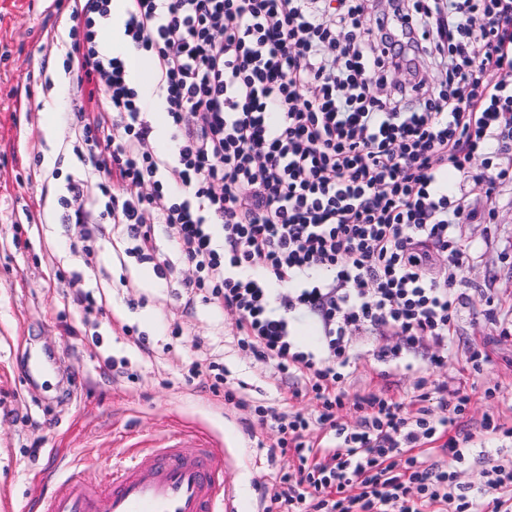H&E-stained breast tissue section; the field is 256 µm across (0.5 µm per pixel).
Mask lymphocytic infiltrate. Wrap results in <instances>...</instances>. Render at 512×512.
Returning <instances> with one entry per match:
<instances>
[{
  "mask_svg": "<svg viewBox=\"0 0 512 512\" xmlns=\"http://www.w3.org/2000/svg\"><path fill=\"white\" fill-rule=\"evenodd\" d=\"M111 2L67 0L83 47L66 67L70 146L85 169L59 219L72 254L118 225L164 276L156 227H171L195 271L179 282L186 305L233 313L238 347L310 399L306 412L256 405L227 372L209 378L278 434L269 452L287 466L263 487V512H512V457L472 448L461 425L494 390L450 396L421 376L416 395L370 393L356 425L340 417L352 331L374 333L377 361L403 364L426 342L431 367L448 364L472 260L448 176L512 142V0H127L124 34L174 130L169 159L149 148L123 60L95 47ZM88 83L106 111L86 109ZM303 322L314 347L295 339ZM473 463L481 480L463 483Z\"/></svg>",
  "mask_w": 512,
  "mask_h": 512,
  "instance_id": "f902f5d3",
  "label": "lymphocytic infiltrate"
}]
</instances>
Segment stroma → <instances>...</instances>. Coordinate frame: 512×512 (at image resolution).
<instances>
[{"label":"stroma","instance_id":"obj_1","mask_svg":"<svg viewBox=\"0 0 512 512\" xmlns=\"http://www.w3.org/2000/svg\"><path fill=\"white\" fill-rule=\"evenodd\" d=\"M70 26L44 0H0V512H40L73 473L103 485L114 455L164 445L176 432L211 439L215 453H236L228 480L238 512H257L262 487L280 467L268 456L273 434L253 413L213 397L189 369L197 360L219 364L250 399L281 407L288 393L272 367L239 350L224 311L204 302L186 309L174 278L125 254L119 233L95 243L89 260L69 250L58 199L81 168L65 147ZM53 29L59 49L49 56ZM35 154L41 175L33 179ZM456 235L475 253L448 366L433 378L448 394L470 385L500 390L493 412L512 427V332L501 325L512 309V183L489 197L471 190ZM73 283L102 298V312L74 303ZM141 337L150 354L136 347ZM475 345L488 356L477 376L465 368ZM34 351L51 364L32 379L25 361ZM429 356L419 347L411 371L365 357L346 388L353 396L412 391Z\"/></svg>","mask_w":512,"mask_h":512}]
</instances>
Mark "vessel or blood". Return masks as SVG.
<instances>
[{
  "instance_id": "1",
  "label": "vessel or blood",
  "mask_w": 512,
  "mask_h": 512,
  "mask_svg": "<svg viewBox=\"0 0 512 512\" xmlns=\"http://www.w3.org/2000/svg\"><path fill=\"white\" fill-rule=\"evenodd\" d=\"M192 452L181 442L154 449L151 458L129 448L112 461L103 488L89 490L77 476L62 481L44 512H236L225 472L232 455L215 454L207 439L193 437Z\"/></svg>"
}]
</instances>
